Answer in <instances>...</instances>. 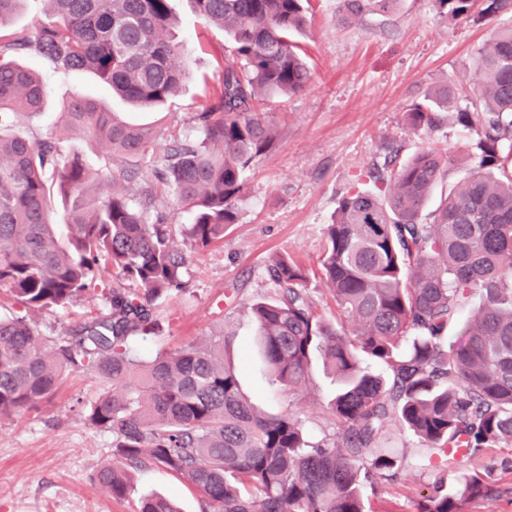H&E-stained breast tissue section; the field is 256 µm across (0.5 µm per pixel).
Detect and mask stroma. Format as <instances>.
<instances>
[{"label": "stroma", "instance_id": "stroma-1", "mask_svg": "<svg viewBox=\"0 0 512 512\" xmlns=\"http://www.w3.org/2000/svg\"><path fill=\"white\" fill-rule=\"evenodd\" d=\"M171 4L190 76L164 107L144 110L142 117L181 135L208 102L232 42L222 29L206 24L188 0ZM336 6L337 0L309 2V27L298 43L311 82L296 95L266 102L278 137L248 173L237 223L223 241L187 251L188 289L159 306L160 337L131 344L147 359L158 348L200 343L230 326L234 336L225 356L242 390L268 414L297 407L314 442L342 434L328 412L334 381L317 367L299 397L282 393L269 379L255 322L235 305L273 293L267 271L272 257L288 255L316 267L340 192L378 161L382 143H402L408 156L426 147L406 124L410 105L444 81H472L478 50L495 26L512 23L507 15L493 22L452 21L438 14L434 0H400L392 13L346 22L339 21ZM22 61L50 87L42 111L19 119L33 138L56 130L66 101L77 92L122 117L134 112L91 73L60 72L35 54ZM103 307L100 294L88 293L67 308L32 314L0 289V315L30 316L44 337L65 336ZM103 387L93 372L78 371L39 410L0 418V512H137L140 499L150 495L174 498L181 512H202L204 503L193 486L153 463L133 469L132 488L123 499L112 498L94 482L95 472L112 457V435L90 425L85 407ZM476 465L487 471L493 492L468 504L465 512H512V447L486 449ZM435 476L432 470L419 471L407 481L378 484L369 495L373 512H416Z\"/></svg>", "mask_w": 512, "mask_h": 512}]
</instances>
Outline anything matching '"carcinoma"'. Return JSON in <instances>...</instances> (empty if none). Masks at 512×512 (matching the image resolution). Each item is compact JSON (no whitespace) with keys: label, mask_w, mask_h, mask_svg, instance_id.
Returning <instances> with one entry per match:
<instances>
[{"label":"carcinoma","mask_w":512,"mask_h":512,"mask_svg":"<svg viewBox=\"0 0 512 512\" xmlns=\"http://www.w3.org/2000/svg\"><path fill=\"white\" fill-rule=\"evenodd\" d=\"M23 2L0 0V286L32 312L64 308L97 288L105 308L58 340L40 339L23 317H0V418L38 408L72 372L91 369L109 387L85 417L112 433V459L95 482L114 499L130 492L129 469L146 462L194 486L203 512H370L366 486L429 468L452 479L432 483L418 512H465L488 496V475L471 461L512 447V27L496 29L479 49L475 82L435 85L407 112L416 134L450 123L472 134L440 205L427 211L448 185V150L405 159L385 146L383 162L361 175L374 190L347 189L325 227L317 274L334 308L315 306L309 271L283 255L269 265L275 294L243 306L273 384L302 392L316 354L335 378L328 410L342 443L314 445L297 414L262 415L244 395L224 362L227 330L146 361L130 349L158 327V302L187 287L186 253L159 208L191 215L182 227L190 249L223 240L238 220L247 172L274 141L261 101L310 82L294 41L308 26L304 0H190L233 49L191 130L161 155V126L128 122L73 94L61 117L68 131L105 148L107 162L96 171L55 136L7 130L14 115L39 113L49 94L17 57L33 53L61 71H90L133 105L161 106L189 75L171 0H46L34 39L11 29ZM434 2L452 20L512 12V0ZM397 3L339 0L337 12L385 14ZM143 162L163 186L160 206L152 191L130 187ZM93 181L112 183V192L91 197ZM55 200L67 215L63 236L49 218ZM102 268L133 287L101 288ZM475 298L479 306L460 320ZM392 422L431 456L410 464L378 447ZM139 512L179 510L147 496Z\"/></svg>","instance_id":"obj_1"}]
</instances>
